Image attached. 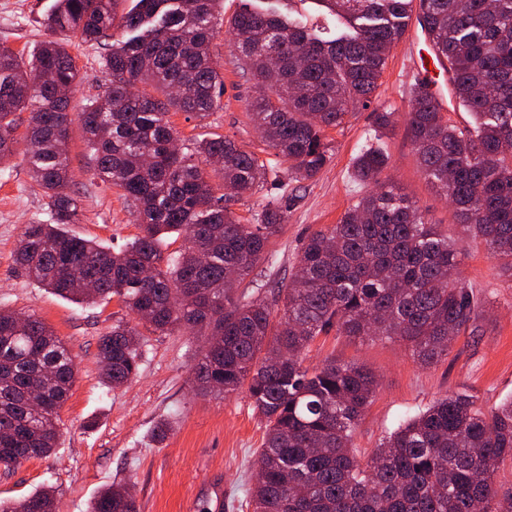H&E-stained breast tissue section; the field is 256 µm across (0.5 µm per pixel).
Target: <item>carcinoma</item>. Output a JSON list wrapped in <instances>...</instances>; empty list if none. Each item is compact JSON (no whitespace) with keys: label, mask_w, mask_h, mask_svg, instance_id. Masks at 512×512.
Masks as SVG:
<instances>
[{"label":"carcinoma","mask_w":512,"mask_h":512,"mask_svg":"<svg viewBox=\"0 0 512 512\" xmlns=\"http://www.w3.org/2000/svg\"><path fill=\"white\" fill-rule=\"evenodd\" d=\"M57 0L47 18L53 37L29 62L0 45V160L15 151L18 115L30 175L48 198L49 219L25 224L16 260L27 278L76 304L118 298L139 323L160 334L207 336L194 381L217 396L245 388L265 421L256 456L262 474L252 512H512V486L496 485L512 461V399L486 412L473 397L446 396L386 436L366 459L353 433L378 387L375 372L328 359L303 366L301 354L321 335L403 342L424 364L446 357L453 337L484 302L461 275L462 252L416 205L382 179L389 155L365 146L354 176L374 190L312 234L300 270L273 289L282 315L262 298L240 299L237 284L274 264L269 249L285 221L280 203L241 224L198 158L219 156L214 174L235 195L267 183L251 151L211 133L186 152L171 150L170 110L206 118L220 107L223 75L214 58L220 0ZM296 0L244 5L227 33L249 79L271 90L249 103L250 119L297 180L326 166L328 128L342 126L378 87L386 60L416 16L451 95L475 126L451 124L426 89L416 87L406 131L424 176L450 200L466 229L512 273V0H317L347 29L326 40L281 7ZM106 47L102 94L79 114L98 178L133 201L142 234L118 251L71 233L81 210L67 141L68 98L76 66L57 36ZM45 81L34 86L31 73ZM184 234V249L164 262L162 245ZM83 276L95 291L73 287ZM106 384L137 374L140 332L117 321L98 343ZM76 376L66 343L33 315L0 308V466L10 469L56 447L59 411ZM36 387L40 409L24 399ZM47 489L0 512H55ZM89 512H137L121 486L104 488Z\"/></svg>","instance_id":"carcinoma-1"}]
</instances>
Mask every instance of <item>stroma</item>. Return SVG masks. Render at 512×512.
Returning a JSON list of instances; mask_svg holds the SVG:
<instances>
[{
	"label": "stroma",
	"mask_w": 512,
	"mask_h": 512,
	"mask_svg": "<svg viewBox=\"0 0 512 512\" xmlns=\"http://www.w3.org/2000/svg\"><path fill=\"white\" fill-rule=\"evenodd\" d=\"M54 5L55 0H0V44L29 57L49 37L43 21ZM66 49L79 73L69 94V111L76 117L101 93L106 75L98 46L74 36ZM213 51L224 75L221 106L203 120L185 112L170 113L175 138L184 145L201 134L217 133L254 152L267 167L287 169V162L268 147L249 117V103L257 91L226 30H218ZM429 54L408 34L395 45L370 105L358 108L343 127L327 130L331 159L326 167L313 179L289 181L288 212L271 245L275 265L248 276L240 286L242 293L270 298L269 281L295 273L307 239L338 223L344 211L366 194V185L353 178L352 162L367 143L389 155L385 178L462 250V275L484 301L478 319L482 333H462L447 359L426 366L397 340L361 341L333 332L318 336L304 354L309 366L335 357L365 364L378 375L376 395L353 437L364 457L402 420L440 397L469 394L485 409L512 397V278L425 178L405 130L417 78L412 65ZM378 105L395 114L393 130L380 137L372 115ZM68 157L82 200L71 232L113 250L139 236L141 227L131 202L117 187L96 178L76 120L69 131ZM48 211L22 153L0 161V307L42 320L67 343L76 364V381L60 411L57 448L14 468H0V500L48 488L59 512H88L91 499L114 484L132 491L138 512H211L217 495L224 501L223 512H252L245 499L255 483L254 460L264 425L246 391L225 397L201 393L192 380V367L202 337L147 329L141 332L137 377L118 388L107 386L101 378L98 340L116 321H132V314L115 297L88 306L72 303L28 280L17 267L15 249L22 225L47 219ZM162 421L170 430L159 442L154 431Z\"/></svg>",
	"instance_id": "obj_1"
}]
</instances>
